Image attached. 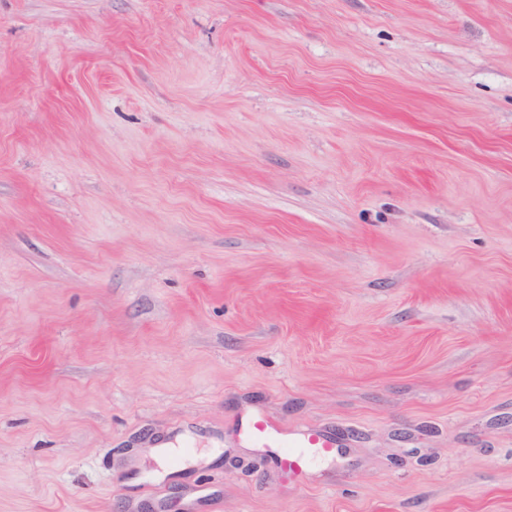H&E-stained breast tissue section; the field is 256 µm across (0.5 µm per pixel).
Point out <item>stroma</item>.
Masks as SVG:
<instances>
[{"instance_id":"obj_1","label":"stroma","mask_w":512,"mask_h":512,"mask_svg":"<svg viewBox=\"0 0 512 512\" xmlns=\"http://www.w3.org/2000/svg\"><path fill=\"white\" fill-rule=\"evenodd\" d=\"M146 505L512 512V0H0V512ZM283 432L274 422L257 419L248 427V436L259 447H267L270 443L281 439ZM294 447L300 448L296 451L286 452L279 457L280 467L291 475H300L306 467L307 461L316 456L333 455L338 442L329 435L306 433L293 437Z\"/></svg>"}]
</instances>
